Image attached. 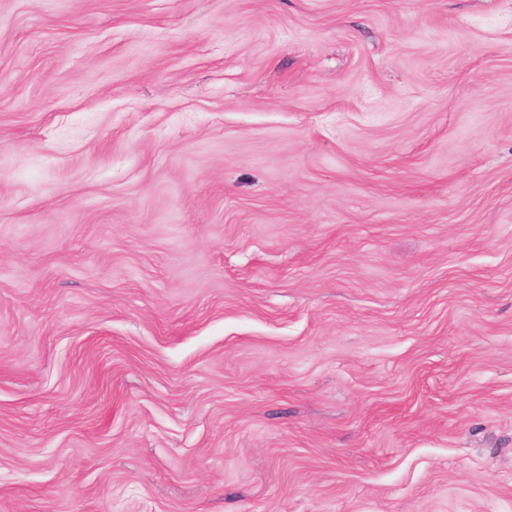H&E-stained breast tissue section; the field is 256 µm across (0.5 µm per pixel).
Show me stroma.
Returning <instances> with one entry per match:
<instances>
[{
  "label": "stroma",
  "mask_w": 512,
  "mask_h": 512,
  "mask_svg": "<svg viewBox=\"0 0 512 512\" xmlns=\"http://www.w3.org/2000/svg\"><path fill=\"white\" fill-rule=\"evenodd\" d=\"M0 512H512V0H0Z\"/></svg>",
  "instance_id": "35a3bbf8"
}]
</instances>
